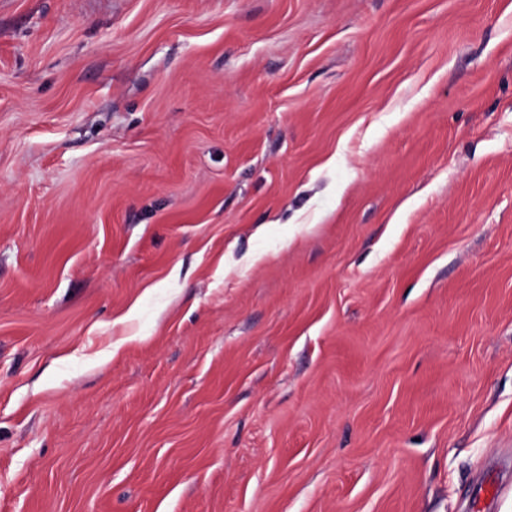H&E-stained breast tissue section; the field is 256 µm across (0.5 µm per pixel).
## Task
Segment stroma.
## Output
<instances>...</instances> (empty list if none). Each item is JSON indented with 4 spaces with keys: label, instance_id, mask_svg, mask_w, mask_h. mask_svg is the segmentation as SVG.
Masks as SVG:
<instances>
[{
    "label": "stroma",
    "instance_id": "stroma-1",
    "mask_svg": "<svg viewBox=\"0 0 512 512\" xmlns=\"http://www.w3.org/2000/svg\"><path fill=\"white\" fill-rule=\"evenodd\" d=\"M512 512V0H0V512Z\"/></svg>",
    "mask_w": 512,
    "mask_h": 512
}]
</instances>
